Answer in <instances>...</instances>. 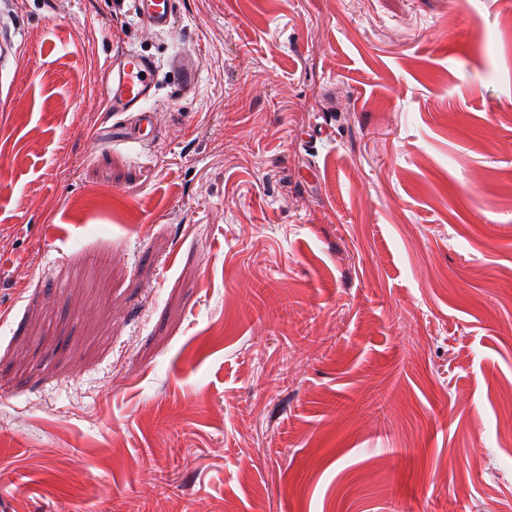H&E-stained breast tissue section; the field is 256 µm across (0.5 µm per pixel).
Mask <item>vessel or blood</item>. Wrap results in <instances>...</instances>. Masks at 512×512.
Here are the masks:
<instances>
[{
  "instance_id": "vessel-or-blood-1",
  "label": "vessel or blood",
  "mask_w": 512,
  "mask_h": 512,
  "mask_svg": "<svg viewBox=\"0 0 512 512\" xmlns=\"http://www.w3.org/2000/svg\"><path fill=\"white\" fill-rule=\"evenodd\" d=\"M127 3L130 15L157 30L172 32L180 23L182 0H127ZM173 73L172 95L184 98L194 94L200 75L199 57L182 53ZM158 91L155 59L137 50L123 49L103 71L104 111L115 115L135 113L139 127L152 126Z\"/></svg>"
}]
</instances>
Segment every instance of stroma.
<instances>
[{
  "mask_svg": "<svg viewBox=\"0 0 512 512\" xmlns=\"http://www.w3.org/2000/svg\"><path fill=\"white\" fill-rule=\"evenodd\" d=\"M0 28V512H512V0ZM156 75L157 64L153 57L124 48L103 70L104 112L113 115L137 112L139 129L152 127L159 91ZM181 61L174 67V81L171 94L184 98L194 94L198 88L200 75V59L194 53H182Z\"/></svg>",
  "mask_w": 512,
  "mask_h": 512,
  "instance_id": "35a3bbf8",
  "label": "stroma"
}]
</instances>
